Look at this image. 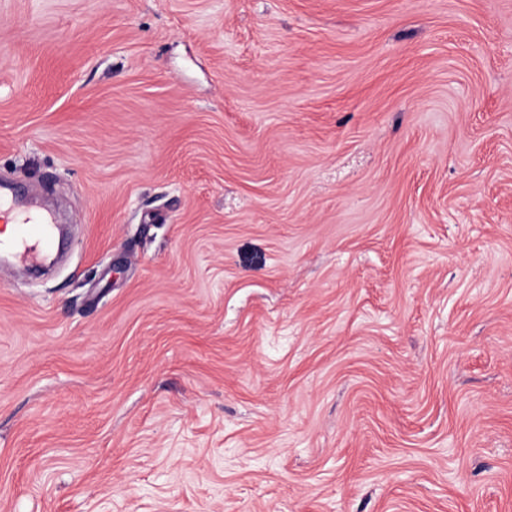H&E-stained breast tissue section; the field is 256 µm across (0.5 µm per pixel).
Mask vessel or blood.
<instances>
[{"label": "vessel or blood", "mask_w": 512, "mask_h": 512, "mask_svg": "<svg viewBox=\"0 0 512 512\" xmlns=\"http://www.w3.org/2000/svg\"><path fill=\"white\" fill-rule=\"evenodd\" d=\"M8 207L16 221L14 237L0 241V251H8L24 269L43 265L52 248V230L49 219L35 212L32 205L7 201L0 197V207Z\"/></svg>", "instance_id": "1"}]
</instances>
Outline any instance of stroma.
<instances>
[{
	"mask_svg": "<svg viewBox=\"0 0 512 512\" xmlns=\"http://www.w3.org/2000/svg\"><path fill=\"white\" fill-rule=\"evenodd\" d=\"M0 512H512V0H0ZM6 205L14 213L16 232L13 223L6 224L0 238V251H8L24 269L41 266L48 259L52 248V230L49 219L37 214L31 204H19L0 196V208Z\"/></svg>",
	"mask_w": 512,
	"mask_h": 512,
	"instance_id": "stroma-1",
	"label": "stroma"
}]
</instances>
